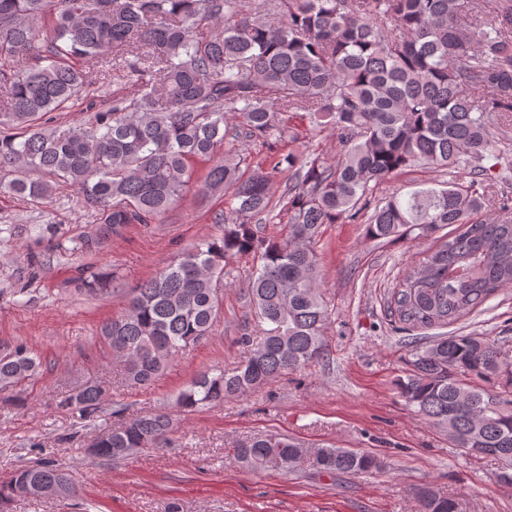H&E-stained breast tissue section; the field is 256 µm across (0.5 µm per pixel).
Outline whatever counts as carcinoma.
<instances>
[{"label":"carcinoma","mask_w":512,"mask_h":512,"mask_svg":"<svg viewBox=\"0 0 512 512\" xmlns=\"http://www.w3.org/2000/svg\"><path fill=\"white\" fill-rule=\"evenodd\" d=\"M122 73L141 85L86 121L51 125L91 84ZM336 129L343 150L331 164L299 141ZM512 118V0H0V169L7 189L47 199L78 190L99 215L73 250L98 251L128 224L158 222L189 187V161L213 164L200 188L224 196L223 233L181 253L131 289L126 312L99 336L124 358L125 382L147 386L169 361L209 336L229 261L252 259L245 282L262 335L245 333V363L201 372L179 394L191 412L240 397L328 356L332 310L320 285L322 227L364 220L374 240L455 232L427 252L393 294L391 314L409 328L447 326L512 287V198L484 214L485 183L499 160L496 139ZM264 147L258 161L237 148ZM294 147L280 150L278 146ZM412 167L449 180L377 199L388 177ZM285 178L279 197L272 185ZM288 224L273 237L263 225ZM400 397L454 447L487 448L512 477V345L487 336H435L410 350ZM39 366L24 345L0 352V388ZM105 382L75 387L60 406L98 416ZM167 412L138 415L101 435L88 454L124 459L170 441ZM252 471H288L308 459L320 473H380L376 455L304 447L281 435L234 449ZM75 497L70 477L48 462L22 467L0 485V512L35 486ZM419 512H455L429 486Z\"/></svg>","instance_id":"obj_1"}]
</instances>
